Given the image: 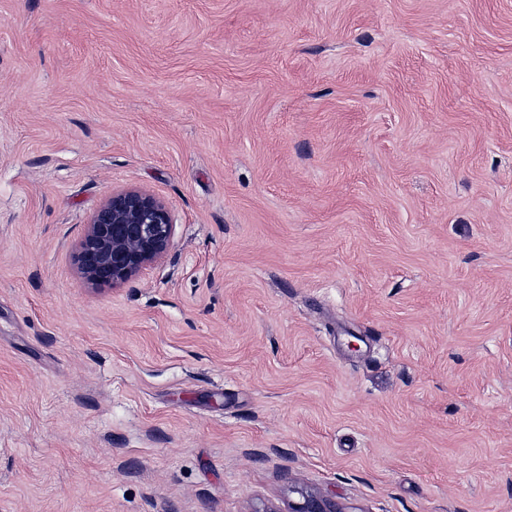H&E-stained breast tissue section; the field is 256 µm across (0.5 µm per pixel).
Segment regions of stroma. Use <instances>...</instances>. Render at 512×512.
I'll return each mask as SVG.
<instances>
[{
  "label": "stroma",
  "instance_id": "stroma-1",
  "mask_svg": "<svg viewBox=\"0 0 512 512\" xmlns=\"http://www.w3.org/2000/svg\"><path fill=\"white\" fill-rule=\"evenodd\" d=\"M305 492L512 512V0H0V512ZM176 224L157 195L131 188L113 192L91 215L79 247L82 278L95 286L132 280L165 257Z\"/></svg>",
  "mask_w": 512,
  "mask_h": 512
}]
</instances>
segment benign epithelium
Wrapping results in <instances>:
<instances>
[{"instance_id":"1","label":"benign epithelium","mask_w":512,"mask_h":512,"mask_svg":"<svg viewBox=\"0 0 512 512\" xmlns=\"http://www.w3.org/2000/svg\"><path fill=\"white\" fill-rule=\"evenodd\" d=\"M176 224L168 204L157 195L131 188L112 193L91 215L79 247L82 278L95 286L132 280L165 257ZM290 512H341L336 503L306 495Z\"/></svg>"}]
</instances>
